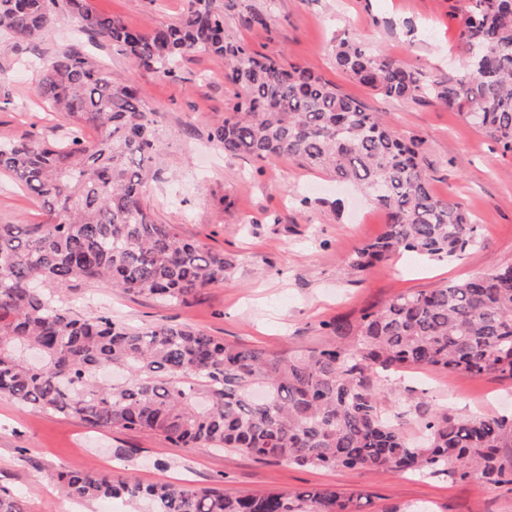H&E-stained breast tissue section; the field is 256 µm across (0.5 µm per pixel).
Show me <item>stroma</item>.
Masks as SVG:
<instances>
[{
    "mask_svg": "<svg viewBox=\"0 0 512 512\" xmlns=\"http://www.w3.org/2000/svg\"><path fill=\"white\" fill-rule=\"evenodd\" d=\"M187 0H89L96 12L142 30L174 22ZM462 0H235L228 30L252 50L310 67L368 111L382 115L396 135L415 138L432 189L474 216L478 243L450 261L404 252L348 275L345 262L380 235L383 212L329 175L283 158L272 163L224 155L208 141L234 99L222 60L204 52L182 64L178 78L151 70L92 41L75 20L56 16L33 42L0 46V141L58 138L66 124L39 96L40 63L73 46L117 84H132L160 114L164 148L148 203L156 223L233 262L223 284L181 303L130 296L110 284L77 281L55 291L59 305L78 316L108 315L145 328L159 322L190 327L230 343L288 357L327 341L325 322L355 316L405 292L426 291L512 265V156L456 113L428 98L389 99L337 69V42L353 40L442 80L458 67L457 12ZM262 13L266 25L250 23ZM39 201L0 173V224H37ZM380 407L413 440L438 413L512 417V381L422 367L387 372ZM142 483L217 487L230 494L332 488L363 494L364 512H512V486L480 475L443 472L375 473L343 468H299L211 448H179L162 436L100 428L51 415L0 397V489L25 512H104L66 496L51 475L67 467L111 473L118 456Z\"/></svg>",
    "mask_w": 512,
    "mask_h": 512,
    "instance_id": "obj_1",
    "label": "stroma"
}]
</instances>
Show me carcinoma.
<instances>
[{
	"mask_svg": "<svg viewBox=\"0 0 512 512\" xmlns=\"http://www.w3.org/2000/svg\"><path fill=\"white\" fill-rule=\"evenodd\" d=\"M466 2L452 76L429 82L346 40L336 45V68L388 98L430 95L512 154V0ZM60 11L163 78L198 52L224 60V79L239 92L232 114L210 128L211 142L229 156L288 157L348 181L386 214L385 231L346 261L349 274L400 252L451 260L477 243L475 219L434 193L413 140L312 69L232 37L214 0H189L180 18L152 31L86 0H0V31L32 41ZM41 71V96L67 120L68 136L0 142V171L45 212L39 224H0L1 397L95 426L155 432L180 448L306 468L479 471L512 485V466L500 462V449L512 447V418L441 413L416 445L383 416L371 379L379 367L414 365L512 380V266L338 316L324 324L331 341L288 358L167 323L77 318L44 294L41 284L104 280L127 295L182 302L223 283L232 262L153 219L147 194L163 139L144 93L112 82L74 47L43 60ZM88 126L97 139L84 138ZM54 479L77 499L145 500L149 512H361L330 488L229 495L66 468Z\"/></svg>",
	"mask_w": 512,
	"mask_h": 512,
	"instance_id": "1",
	"label": "carcinoma"
}]
</instances>
